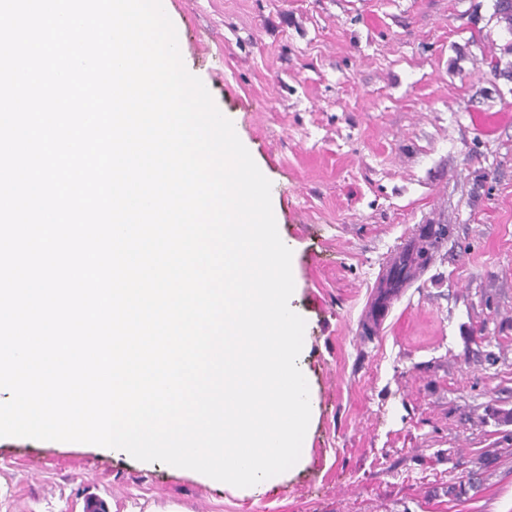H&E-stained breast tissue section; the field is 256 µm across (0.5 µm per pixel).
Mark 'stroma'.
I'll return each instance as SVG.
<instances>
[{
	"instance_id": "1",
	"label": "stroma",
	"mask_w": 512,
	"mask_h": 512,
	"mask_svg": "<svg viewBox=\"0 0 512 512\" xmlns=\"http://www.w3.org/2000/svg\"><path fill=\"white\" fill-rule=\"evenodd\" d=\"M187 70L271 184L306 322L301 459L261 489L0 437V512H512V91L493 0H166ZM496 114L493 131L471 115ZM420 224L448 235L392 296ZM502 449L480 491L449 482Z\"/></svg>"
}]
</instances>
